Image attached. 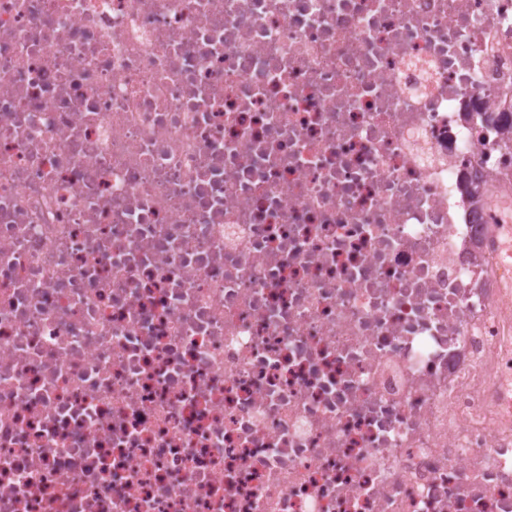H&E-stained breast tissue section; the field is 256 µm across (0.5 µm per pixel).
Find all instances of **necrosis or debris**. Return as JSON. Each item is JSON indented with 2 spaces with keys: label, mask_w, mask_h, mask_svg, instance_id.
Segmentation results:
<instances>
[{
  "label": "necrosis or debris",
  "mask_w": 512,
  "mask_h": 512,
  "mask_svg": "<svg viewBox=\"0 0 512 512\" xmlns=\"http://www.w3.org/2000/svg\"><path fill=\"white\" fill-rule=\"evenodd\" d=\"M510 90L512 0H0V512H512Z\"/></svg>",
  "instance_id": "obj_1"
}]
</instances>
